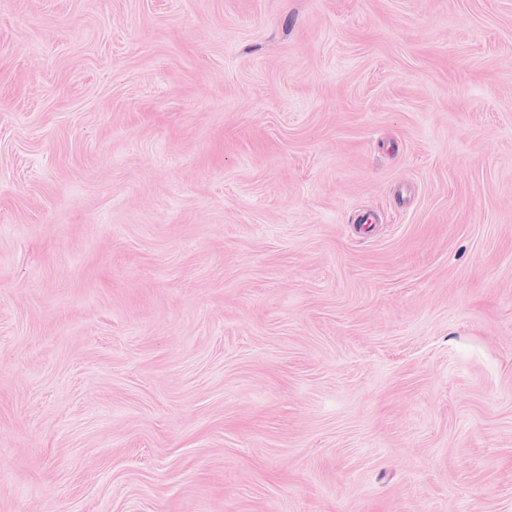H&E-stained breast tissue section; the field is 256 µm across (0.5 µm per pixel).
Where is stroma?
Returning a JSON list of instances; mask_svg holds the SVG:
<instances>
[{"label":"stroma","instance_id":"1","mask_svg":"<svg viewBox=\"0 0 512 512\" xmlns=\"http://www.w3.org/2000/svg\"><path fill=\"white\" fill-rule=\"evenodd\" d=\"M0 512H512V0H0Z\"/></svg>","mask_w":512,"mask_h":512}]
</instances>
